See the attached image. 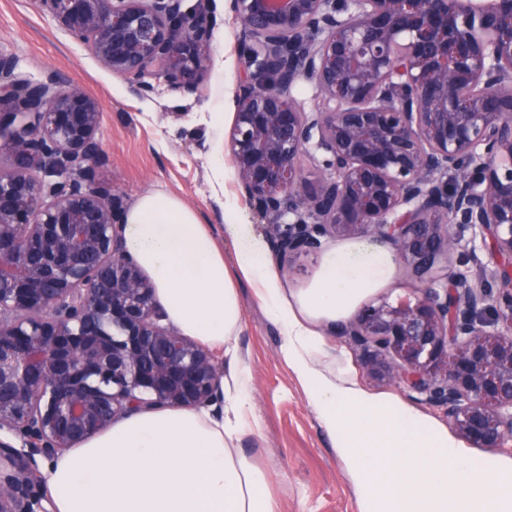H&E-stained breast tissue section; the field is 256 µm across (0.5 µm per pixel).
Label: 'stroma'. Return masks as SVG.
I'll list each match as a JSON object with an SVG mask.
<instances>
[{"instance_id": "35a3bbf8", "label": "stroma", "mask_w": 512, "mask_h": 512, "mask_svg": "<svg viewBox=\"0 0 512 512\" xmlns=\"http://www.w3.org/2000/svg\"><path fill=\"white\" fill-rule=\"evenodd\" d=\"M237 38L232 14L217 8L200 94L180 97L158 84L137 96L32 0H0V52L32 76L58 74L102 103L99 137L112 194L129 206L158 190L198 209L218 228L225 210L236 205L240 223L261 238L266 221L242 205L228 161L226 137L237 110ZM241 300L238 344L253 377L255 429L239 448L269 467L281 512H358L353 481L281 356L278 327L252 285L243 284ZM325 338L328 368L350 374L365 390L392 392V385L370 375L366 357L347 337L329 332Z\"/></svg>"}]
</instances>
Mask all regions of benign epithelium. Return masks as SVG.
I'll use <instances>...</instances> for the list:
<instances>
[{
    "label": "benign epithelium",
    "instance_id": "obj_1",
    "mask_svg": "<svg viewBox=\"0 0 512 512\" xmlns=\"http://www.w3.org/2000/svg\"><path fill=\"white\" fill-rule=\"evenodd\" d=\"M143 94L197 93L215 0H35ZM239 29L227 136L279 254L372 237L424 282L341 335L370 373L512 440V0H225ZM313 85L306 110L293 91ZM102 105L0 53V512H53L43 467L112 425L218 400L224 366L164 322L99 174ZM316 161L311 182L302 157ZM498 258L474 276L466 232Z\"/></svg>",
    "mask_w": 512,
    "mask_h": 512
}]
</instances>
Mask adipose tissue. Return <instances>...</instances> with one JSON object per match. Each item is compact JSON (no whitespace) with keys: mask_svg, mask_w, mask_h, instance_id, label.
Here are the masks:
<instances>
[{"mask_svg":"<svg viewBox=\"0 0 512 512\" xmlns=\"http://www.w3.org/2000/svg\"><path fill=\"white\" fill-rule=\"evenodd\" d=\"M123 222L125 249L153 281L169 322L228 357L224 415L156 409L113 423L48 466L55 512H281L268 467L236 446L254 428L252 375L239 363L244 282L279 326L282 357L353 479L360 512H512V459L461 452L445 425L322 362V328L348 321L392 283L398 264L390 247L336 244L305 287L288 289L236 209L218 229L179 198L153 191Z\"/></svg>","mask_w":512,"mask_h":512,"instance_id":"adipose-tissue-1","label":"adipose tissue"}]
</instances>
